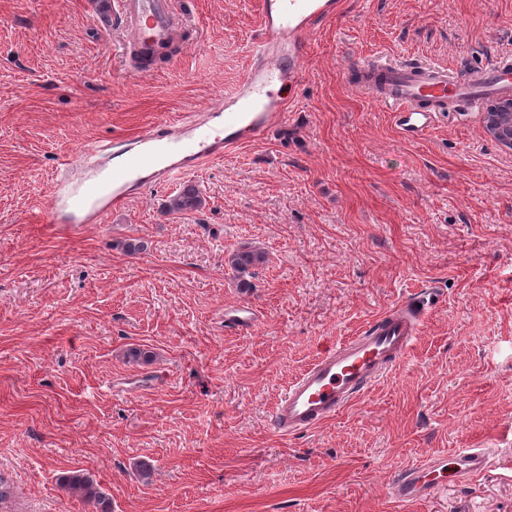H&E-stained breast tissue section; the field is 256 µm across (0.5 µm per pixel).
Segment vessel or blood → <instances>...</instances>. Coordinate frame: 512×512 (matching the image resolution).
<instances>
[{
	"label": "vessel or blood",
	"instance_id": "obj_1",
	"mask_svg": "<svg viewBox=\"0 0 512 512\" xmlns=\"http://www.w3.org/2000/svg\"><path fill=\"white\" fill-rule=\"evenodd\" d=\"M126 38L121 53L150 54L174 35V0H116ZM339 0H261L262 33L250 68L236 91L172 124L133 139L105 140L63 156L52 181L46 222L54 228L98 224L137 189L167 183L203 160L268 135L288 119V98L304 80V63L319 26L335 17ZM364 86L394 112L411 139L420 138L445 112L479 111L491 98L512 97V57L504 55L466 80L447 67L418 61L375 64ZM255 313L225 310L224 324L249 330ZM415 327L407 305L386 312L358 336L336 345L308 367L278 400L272 427L283 437L311 430L336 416L379 381L411 349ZM496 463L482 448L461 449L454 459L430 456L404 466L388 485L397 501L430 498L439 476L464 483Z\"/></svg>",
	"mask_w": 512,
	"mask_h": 512
}]
</instances>
